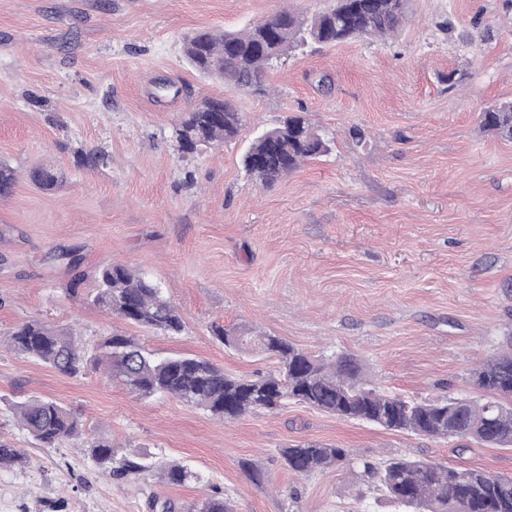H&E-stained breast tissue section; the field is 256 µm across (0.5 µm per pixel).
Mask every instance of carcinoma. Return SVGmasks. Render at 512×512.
I'll return each mask as SVG.
<instances>
[{
	"label": "carcinoma",
	"mask_w": 512,
	"mask_h": 512,
	"mask_svg": "<svg viewBox=\"0 0 512 512\" xmlns=\"http://www.w3.org/2000/svg\"><path fill=\"white\" fill-rule=\"evenodd\" d=\"M406 9L407 0H336L332 8L311 17L283 12L241 33L198 31L186 39L184 57L205 77L262 91L268 69L301 46L383 37L397 31ZM481 122L487 131L512 140V102L488 106L481 113ZM242 123V113L229 101L204 98L175 127L178 151L189 155L199 146H220L238 133ZM327 150V136L305 116L292 114L258 135L242 164L253 182L270 188L301 163ZM75 158L77 166L87 169L105 160L96 149L78 150ZM28 176L44 191H55L65 183L64 174L48 166L33 167ZM17 179V170L0 162L1 197L12 192ZM92 303L156 335L176 336L184 330L183 318L164 288L122 263L98 270ZM211 334L240 351L257 348L276 359V369L256 377L234 376L201 357L161 355L119 332L102 339L99 352L89 356L72 329L36 319L15 325L8 332L7 345L10 351L69 376L80 374L92 361L102 367L105 377L119 381L141 399L171 397L219 420L274 413L294 401L340 419L368 421L388 430L512 447V350L473 370V382L488 392L487 399H415L391 394L364 380L356 363L346 357H315L278 336L242 326L214 324ZM15 411L22 429L41 446H55L82 434L79 421L56 401L32 397L17 403ZM89 448L97 466L116 480L153 468L144 457L117 456L106 440H95ZM281 455L288 470L301 476L343 465L349 457L345 448L317 442L290 444L281 449ZM27 460L23 451L0 439V469H22ZM362 466L377 489L413 512H512V477L406 457H394L381 465L365 461ZM161 475L171 485L198 479L180 463L163 466ZM193 512L232 509L224 498L214 496Z\"/></svg>",
	"instance_id": "1"
}]
</instances>
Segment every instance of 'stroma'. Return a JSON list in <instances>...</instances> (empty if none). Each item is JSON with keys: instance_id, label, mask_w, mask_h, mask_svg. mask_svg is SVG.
Returning <instances> with one entry per match:
<instances>
[{"instance_id": "stroma-1", "label": "stroma", "mask_w": 512, "mask_h": 512, "mask_svg": "<svg viewBox=\"0 0 512 512\" xmlns=\"http://www.w3.org/2000/svg\"><path fill=\"white\" fill-rule=\"evenodd\" d=\"M335 0H0V161L20 178L0 197V336L40 319L87 349L118 331L164 355L202 357L236 376L275 359L224 347L212 324L281 336L316 356L351 357L385 391L481 398L472 371L512 341V142L481 129L512 100V0H408L398 32L288 55L267 92L206 78L182 55L201 29L238 32L279 12L310 16ZM330 87H318V76ZM245 117L220 148L178 153L173 128L205 97ZM299 113L328 133V154L259 188L240 158L253 138ZM365 133L355 143L350 128ZM108 161L77 167V149ZM50 165L65 185L26 177ZM85 256L74 280L57 261ZM144 270L185 330L159 336L90 298L98 269ZM57 401L83 435L36 445L14 406ZM0 438L24 450L0 470V512H152L207 497L233 512H401L361 462L406 456L512 476V447L427 438L343 420L294 402L218 422L177 400L139 399L95 365L70 377L0 346ZM141 454L156 469L102 475L88 441ZM317 441L351 465L289 472L281 448ZM197 480L162 481L159 465ZM29 179L44 191H55L65 183L64 174L52 167L36 166L29 170Z\"/></svg>"}]
</instances>
